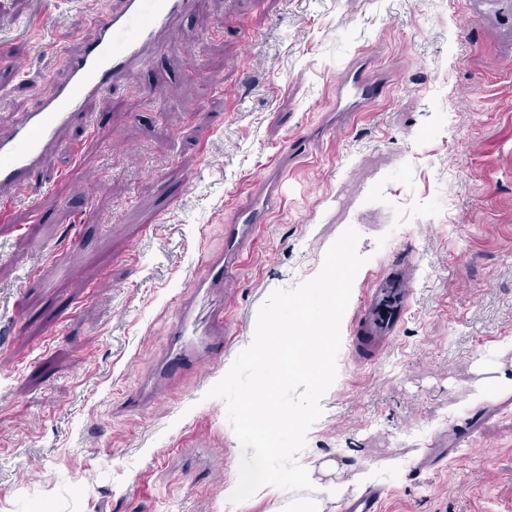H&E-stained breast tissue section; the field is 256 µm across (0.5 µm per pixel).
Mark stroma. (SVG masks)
I'll return each mask as SVG.
<instances>
[{
    "instance_id": "obj_1",
    "label": "stroma",
    "mask_w": 512,
    "mask_h": 512,
    "mask_svg": "<svg viewBox=\"0 0 512 512\" xmlns=\"http://www.w3.org/2000/svg\"><path fill=\"white\" fill-rule=\"evenodd\" d=\"M470 0H203L166 51L118 83L0 198V512H271L230 502L241 446L208 390L254 335L267 296L315 276L349 227L367 259L341 321L337 378L298 454L372 469L380 512H512V38ZM121 0H0V124L34 110ZM371 57L385 89L354 123L337 78ZM311 154L239 275L222 361L151 374L183 285L288 139ZM49 193V204L33 196ZM414 276L391 342L352 348L368 288Z\"/></svg>"
}]
</instances>
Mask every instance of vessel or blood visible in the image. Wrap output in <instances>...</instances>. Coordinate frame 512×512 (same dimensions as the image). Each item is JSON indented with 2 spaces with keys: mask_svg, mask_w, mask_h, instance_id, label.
Wrapping results in <instances>:
<instances>
[{
  "mask_svg": "<svg viewBox=\"0 0 512 512\" xmlns=\"http://www.w3.org/2000/svg\"><path fill=\"white\" fill-rule=\"evenodd\" d=\"M201 0H124L120 11L97 21L95 38L83 51L68 57V78L33 112L21 114L0 132V197L12 195L53 154L66 151L64 132L76 121L90 120L97 100L107 97L113 84L128 79L161 49L162 37L172 22L192 12ZM380 95L379 83L367 67L351 66L335 86L337 111L356 120ZM282 179L274 177L252 188L231 224L224 227V249L207 255L203 271L176 300L164 354L151 378L140 383L131 404L150 406L174 368H201L224 355V324L206 312L215 289L234 284L268 221L280 194ZM414 293L412 281L371 289L360 320L366 333H389L390 320L377 308L387 298L407 306Z\"/></svg>",
  "mask_w": 512,
  "mask_h": 512,
  "instance_id": "vessel-or-blood-1",
  "label": "vessel or blood"
}]
</instances>
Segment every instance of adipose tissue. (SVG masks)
Listing matches in <instances>:
<instances>
[{
    "instance_id": "obj_1",
    "label": "adipose tissue",
    "mask_w": 512,
    "mask_h": 512,
    "mask_svg": "<svg viewBox=\"0 0 512 512\" xmlns=\"http://www.w3.org/2000/svg\"><path fill=\"white\" fill-rule=\"evenodd\" d=\"M371 479V470L354 473L344 463L333 459L323 461L316 475L310 478L315 486L314 493L289 499L288 512H327L329 505L342 497L349 483L365 485Z\"/></svg>"
}]
</instances>
